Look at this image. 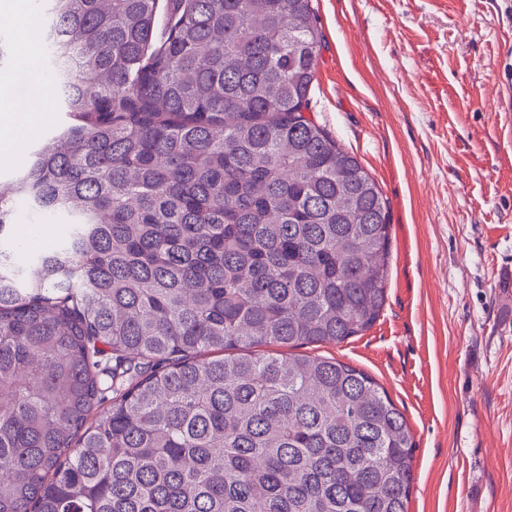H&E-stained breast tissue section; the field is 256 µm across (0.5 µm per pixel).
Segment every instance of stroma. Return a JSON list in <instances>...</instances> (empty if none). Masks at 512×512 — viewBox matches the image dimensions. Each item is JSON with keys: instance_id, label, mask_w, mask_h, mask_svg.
<instances>
[{"instance_id": "35a3bbf8", "label": "stroma", "mask_w": 512, "mask_h": 512, "mask_svg": "<svg viewBox=\"0 0 512 512\" xmlns=\"http://www.w3.org/2000/svg\"><path fill=\"white\" fill-rule=\"evenodd\" d=\"M311 111L380 187L385 305L302 344L371 375L414 440L408 512H512V0H312Z\"/></svg>"}]
</instances>
